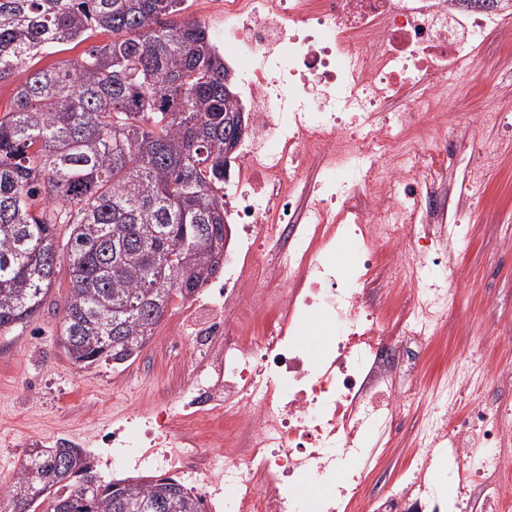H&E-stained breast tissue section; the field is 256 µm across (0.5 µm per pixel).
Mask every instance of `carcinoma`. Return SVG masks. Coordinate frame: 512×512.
Returning a JSON list of instances; mask_svg holds the SVG:
<instances>
[{
	"label": "carcinoma",
	"instance_id": "1",
	"mask_svg": "<svg viewBox=\"0 0 512 512\" xmlns=\"http://www.w3.org/2000/svg\"><path fill=\"white\" fill-rule=\"evenodd\" d=\"M184 0H0V334L39 311L65 253L62 346L86 368L129 360L163 312L214 274L224 240V55ZM98 35L77 58L35 67ZM186 287L172 290L171 281ZM9 512H204L172 478L101 483L79 448H35Z\"/></svg>",
	"mask_w": 512,
	"mask_h": 512
}]
</instances>
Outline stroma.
<instances>
[{
    "instance_id": "stroma-1",
    "label": "stroma",
    "mask_w": 512,
    "mask_h": 512,
    "mask_svg": "<svg viewBox=\"0 0 512 512\" xmlns=\"http://www.w3.org/2000/svg\"><path fill=\"white\" fill-rule=\"evenodd\" d=\"M462 89L448 111L449 150L458 147L460 127L477 119L480 101L512 89V46L488 45L477 64L462 78ZM475 229L459 256L453 282L458 301L448 319V341L472 329L473 354L467 365L478 368L493 359L512 357V349L484 339L486 325L512 326V161L506 163L485 201L466 213ZM71 287L67 265H60L40 311L25 325L0 335V491L15 482L17 464L32 445L55 441L58 434L96 433L111 427L113 410L137 417L173 400L195 382L201 364L194 352L168 346L178 312L168 309L153 337L137 357L84 369L70 362L61 346L60 325Z\"/></svg>"
}]
</instances>
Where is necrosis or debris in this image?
<instances>
[{"label":"necrosis or debris","instance_id":"4bbe7bcc","mask_svg":"<svg viewBox=\"0 0 512 512\" xmlns=\"http://www.w3.org/2000/svg\"><path fill=\"white\" fill-rule=\"evenodd\" d=\"M487 0H224L216 37L240 63L256 135L225 200L241 264L213 298L182 299L177 346L205 379L152 408L139 437L103 440L115 461L177 469L224 512H512V361L457 363L404 432L400 386L448 325L457 255L471 237L449 209L486 195L512 157V111L483 103L458 199L435 145L461 75L490 41H512V8ZM414 97L393 112L391 101ZM327 325L313 351L309 316ZM390 493L369 479L395 453Z\"/></svg>","mask_w":512,"mask_h":512}]
</instances>
